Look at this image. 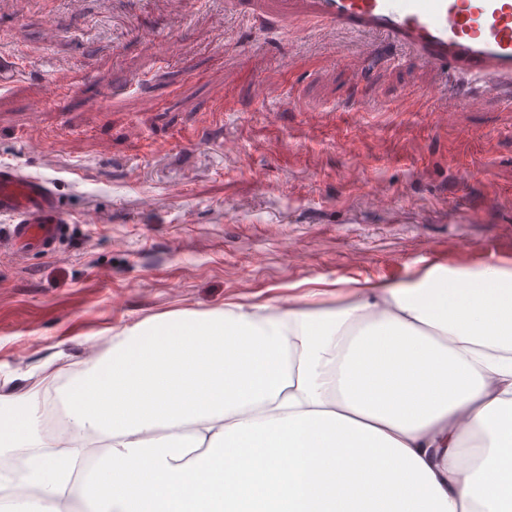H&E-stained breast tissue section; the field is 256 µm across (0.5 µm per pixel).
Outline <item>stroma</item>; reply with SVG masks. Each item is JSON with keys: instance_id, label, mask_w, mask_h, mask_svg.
Here are the masks:
<instances>
[{"instance_id": "35a3bbf8", "label": "stroma", "mask_w": 512, "mask_h": 512, "mask_svg": "<svg viewBox=\"0 0 512 512\" xmlns=\"http://www.w3.org/2000/svg\"><path fill=\"white\" fill-rule=\"evenodd\" d=\"M359 40L286 0H0V164L53 180L70 219L61 257L0 252V393L44 394L176 313L332 305L338 281L414 278L425 257L512 261V106L437 126L441 76Z\"/></svg>"}]
</instances>
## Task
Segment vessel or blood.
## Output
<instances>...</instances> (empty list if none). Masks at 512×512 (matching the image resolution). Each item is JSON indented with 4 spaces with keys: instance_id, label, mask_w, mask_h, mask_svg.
<instances>
[{
    "instance_id": "1",
    "label": "vessel or blood",
    "mask_w": 512,
    "mask_h": 512,
    "mask_svg": "<svg viewBox=\"0 0 512 512\" xmlns=\"http://www.w3.org/2000/svg\"><path fill=\"white\" fill-rule=\"evenodd\" d=\"M314 18L355 34L378 33L410 48L450 85L437 113L448 124L488 94L512 100V0H306ZM68 219L55 187L0 165V240L18 253L53 254Z\"/></svg>"
}]
</instances>
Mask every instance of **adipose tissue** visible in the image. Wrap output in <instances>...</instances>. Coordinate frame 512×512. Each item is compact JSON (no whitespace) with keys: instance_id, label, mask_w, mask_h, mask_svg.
<instances>
[{"instance_id":"obj_1","label":"adipose tissue","mask_w":512,"mask_h":512,"mask_svg":"<svg viewBox=\"0 0 512 512\" xmlns=\"http://www.w3.org/2000/svg\"><path fill=\"white\" fill-rule=\"evenodd\" d=\"M247 461L274 512H512V263L170 315L0 394L7 512H250Z\"/></svg>"}]
</instances>
